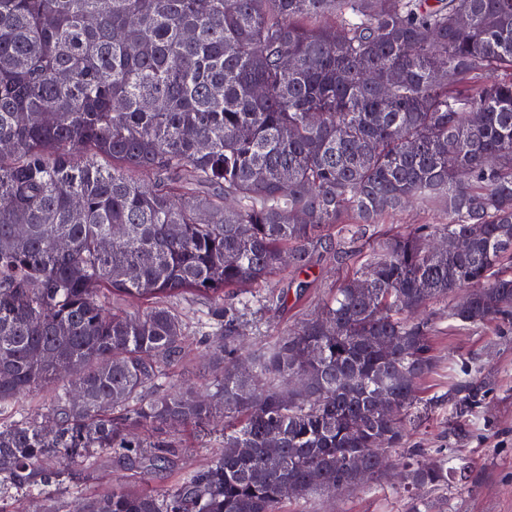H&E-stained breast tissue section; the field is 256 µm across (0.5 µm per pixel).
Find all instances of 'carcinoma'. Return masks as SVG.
I'll return each instance as SVG.
<instances>
[{
  "label": "carcinoma",
  "mask_w": 512,
  "mask_h": 512,
  "mask_svg": "<svg viewBox=\"0 0 512 512\" xmlns=\"http://www.w3.org/2000/svg\"><path fill=\"white\" fill-rule=\"evenodd\" d=\"M407 202L442 222L388 235L243 369L246 316L285 301L273 280L318 251L346 264L335 234ZM465 287L449 320L512 323V0H0V409L54 388L45 420L0 424V512L103 457L174 466L172 424L223 451L77 512H281L285 482L377 475L425 407L423 312ZM199 297L219 373L156 395ZM453 396L485 390L470 375ZM467 478L401 463L407 492Z\"/></svg>",
  "instance_id": "1"
}]
</instances>
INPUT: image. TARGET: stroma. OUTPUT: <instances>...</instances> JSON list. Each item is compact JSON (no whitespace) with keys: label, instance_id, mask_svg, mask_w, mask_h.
Listing matches in <instances>:
<instances>
[{"label":"stroma","instance_id":"35a3bbf8","mask_svg":"<svg viewBox=\"0 0 512 512\" xmlns=\"http://www.w3.org/2000/svg\"><path fill=\"white\" fill-rule=\"evenodd\" d=\"M434 211L407 207L389 218L387 224L372 226L364 239L351 243L350 263L364 261L387 229L408 230L419 224H436ZM348 266L332 267L326 261L300 273L307 288L300 299H289L282 308H272L246 325L243 355H251L275 344L303 319L310 317L329 297L333 282L342 280ZM449 300L431 302L435 317L432 331L435 367L417 383L419 396L428 402L425 416L412 424L408 446L420 449L423 460L443 455L464 458L470 465L467 484H449L442 491L426 493L429 512H512V325L493 322L479 329H465L448 319ZM209 340L192 336L181 362L175 363L160 384L161 390L181 386L199 387L212 376L205 364ZM479 369V377L490 391L483 407L469 409L450 399L449 394L467 371ZM222 443L219 435L188 440L185 453L165 472H146L144 488L164 491L173 488L181 474L203 467ZM122 465L102 460L93 477L64 492L43 491L35 496L30 512H43V504L55 512H73L78 498L111 488L114 481L128 478ZM409 499L395 483L392 473L371 482L332 494L303 493L288 499L285 512H407Z\"/></svg>","mask_w":512,"mask_h":512}]
</instances>
